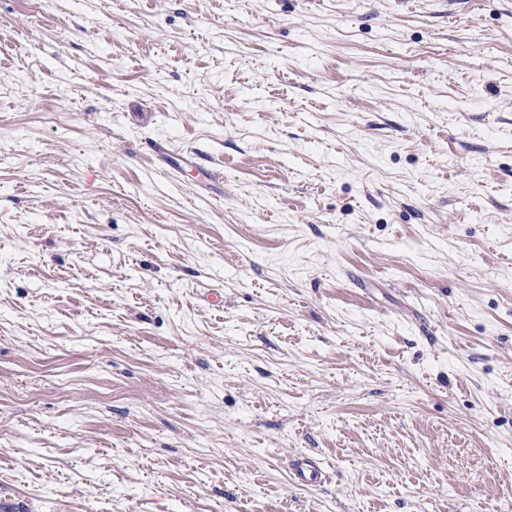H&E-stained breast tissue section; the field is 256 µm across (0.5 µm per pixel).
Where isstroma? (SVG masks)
Instances as JSON below:
<instances>
[{"mask_svg":"<svg viewBox=\"0 0 512 512\" xmlns=\"http://www.w3.org/2000/svg\"><path fill=\"white\" fill-rule=\"evenodd\" d=\"M0 512H512V0H0ZM320 464L318 460L308 454L295 456L290 461V472L293 483L299 486L321 483L324 477V471Z\"/></svg>","mask_w":512,"mask_h":512,"instance_id":"obj_1","label":"stroma"}]
</instances>
